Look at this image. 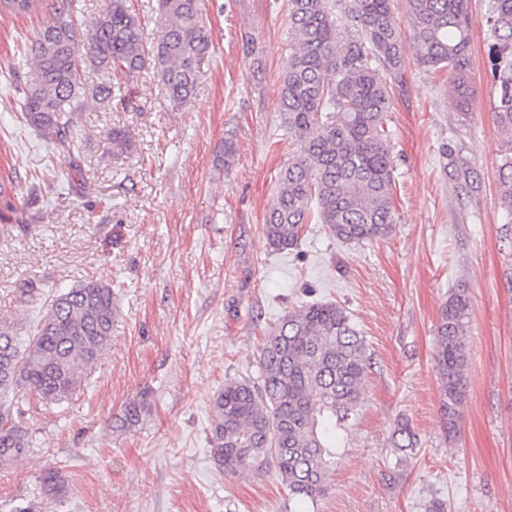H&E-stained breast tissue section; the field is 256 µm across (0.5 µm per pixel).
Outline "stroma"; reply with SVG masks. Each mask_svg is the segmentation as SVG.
<instances>
[{
  "instance_id": "stroma-1",
  "label": "stroma",
  "mask_w": 512,
  "mask_h": 512,
  "mask_svg": "<svg viewBox=\"0 0 512 512\" xmlns=\"http://www.w3.org/2000/svg\"><path fill=\"white\" fill-rule=\"evenodd\" d=\"M475 21V98L460 117L445 77L417 64L405 40L402 86L389 128L398 221L383 239L336 240L312 222L297 248L275 252L263 224L292 147L278 110L288 63V0H203L211 57L194 97L172 109L152 69L123 81L126 108L86 98L69 151L21 118L14 72L50 12L0 18V323L32 331L42 295L91 280L112 285V338L60 404L34 405L37 445L0 471V512L34 500L43 469L69 477L40 512H512V242L503 240L499 127L481 20ZM134 149L107 152L112 127ZM235 153L224 156V141ZM464 147L479 176L452 191L442 148ZM471 298L468 377L459 430L447 438L433 341L450 289ZM330 301L364 337L372 366L324 494L291 495L274 467L224 473L209 453L211 402L225 380L254 378L265 331L288 310ZM136 426L109 422L130 400ZM416 434L394 446L398 420Z\"/></svg>"
}]
</instances>
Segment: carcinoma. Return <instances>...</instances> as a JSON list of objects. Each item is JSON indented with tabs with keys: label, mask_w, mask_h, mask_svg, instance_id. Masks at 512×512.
Instances as JSON below:
<instances>
[{
	"label": "carcinoma",
	"mask_w": 512,
	"mask_h": 512,
	"mask_svg": "<svg viewBox=\"0 0 512 512\" xmlns=\"http://www.w3.org/2000/svg\"><path fill=\"white\" fill-rule=\"evenodd\" d=\"M393 0H288V65L280 80L278 111L295 145L279 173L276 199L264 220L270 248H295L316 213L337 240L364 244L388 236L397 223L393 206L394 157L388 112L390 89L403 80L404 35ZM47 8L53 20L33 44L27 72L18 75L24 122L48 143L70 144L75 113L86 92L85 65L109 82L96 96L112 106L115 83L146 65L167 100L189 102L211 55L202 0H159L160 34L147 43L139 16L126 0H110L91 21L90 51L83 55L72 19L73 0H0V16L31 15ZM418 65L445 72L448 91L461 114L474 99L470 71L473 19L468 0H404ZM498 106V123L512 131V0H489L484 18ZM348 30L336 37L337 26ZM108 153L119 158L133 144L114 127ZM455 195L470 197L478 174L462 146L444 147ZM501 206L512 237V138L497 166ZM112 286L97 281L57 292L25 338L0 326V471L33 452L30 399L59 404L80 386L82 373L112 336ZM471 299L465 284L450 290L436 327L434 363L441 411L448 432L459 426L464 405ZM254 380L227 379L213 398L208 442L214 462L226 473L261 471L272 463L291 494L315 500L336 459V430L349 424L363 403L370 357L346 311L316 302L289 311L271 328L258 355ZM145 399L129 401L111 427L139 422ZM408 425L396 430L395 447L413 449ZM40 494L61 497L65 476L43 470Z\"/></svg>",
	"instance_id": "carcinoma-1"
}]
</instances>
